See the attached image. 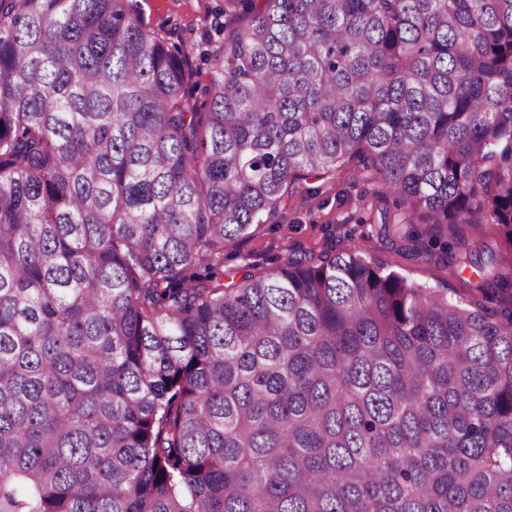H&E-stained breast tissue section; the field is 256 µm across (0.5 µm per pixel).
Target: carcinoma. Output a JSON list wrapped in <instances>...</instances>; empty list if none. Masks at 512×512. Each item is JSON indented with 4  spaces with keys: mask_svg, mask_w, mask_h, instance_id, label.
Listing matches in <instances>:
<instances>
[{
    "mask_svg": "<svg viewBox=\"0 0 512 512\" xmlns=\"http://www.w3.org/2000/svg\"><path fill=\"white\" fill-rule=\"evenodd\" d=\"M202 102L132 0H0V512H512V0H225ZM342 168L497 228L224 281ZM396 229L400 231H407L409 229H415L418 232L423 234V238H429L433 236L434 238H441V241H446L453 245L456 248L455 241L461 240L466 241L468 247L472 248H483L486 251L499 252L503 250L505 247L504 240L500 236V234L494 230H487L484 235L477 236L475 234L474 229L467 225H459L455 235H452V232L446 230V228L442 229L441 232L438 229H434L431 224H397L395 226ZM456 239V240H455Z\"/></svg>",
    "mask_w": 512,
    "mask_h": 512,
    "instance_id": "cac0c4a2",
    "label": "carcinoma"
}]
</instances>
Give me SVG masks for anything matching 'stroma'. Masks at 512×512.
<instances>
[{"instance_id": "stroma-1", "label": "stroma", "mask_w": 512, "mask_h": 512, "mask_svg": "<svg viewBox=\"0 0 512 512\" xmlns=\"http://www.w3.org/2000/svg\"><path fill=\"white\" fill-rule=\"evenodd\" d=\"M136 8L150 28L185 55L192 70L210 73V47L224 38V0H137ZM394 208L391 196L352 179L345 169L331 180H308L297 187L275 227H262L252 238L225 248L224 267L265 273L293 252H319L333 245L391 262L409 279L447 289L449 295L468 292L471 281L397 254L378 240L372 218L379 210Z\"/></svg>"}]
</instances>
